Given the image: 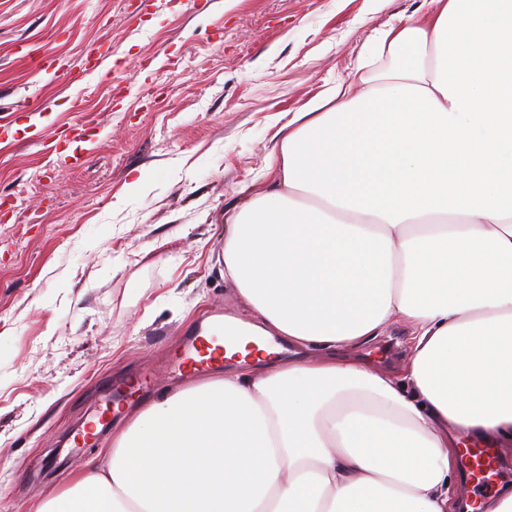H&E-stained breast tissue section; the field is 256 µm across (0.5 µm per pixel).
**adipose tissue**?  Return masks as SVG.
Returning a JSON list of instances; mask_svg holds the SVG:
<instances>
[{
    "label": "adipose tissue",
    "mask_w": 512,
    "mask_h": 512,
    "mask_svg": "<svg viewBox=\"0 0 512 512\" xmlns=\"http://www.w3.org/2000/svg\"><path fill=\"white\" fill-rule=\"evenodd\" d=\"M430 5L225 212L235 367L137 410L41 512H453L459 438L512 447V0ZM394 325L402 376L346 358Z\"/></svg>",
    "instance_id": "ef3b65f1"
}]
</instances>
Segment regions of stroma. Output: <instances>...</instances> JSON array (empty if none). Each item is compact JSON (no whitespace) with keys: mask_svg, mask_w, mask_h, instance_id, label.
I'll return each mask as SVG.
<instances>
[{"mask_svg":"<svg viewBox=\"0 0 512 512\" xmlns=\"http://www.w3.org/2000/svg\"><path fill=\"white\" fill-rule=\"evenodd\" d=\"M427 0H0V512H38L98 465L70 440L104 393L198 319L248 318L218 273L224 210L262 193L279 127ZM105 59L82 76L89 46ZM65 71L35 73L34 54ZM27 99L49 112L22 116ZM80 120L94 153L57 162ZM140 180L136 192L128 185ZM392 328L357 357L398 369Z\"/></svg>","mask_w":512,"mask_h":512,"instance_id":"35a3bbf8","label":"stroma"}]
</instances>
